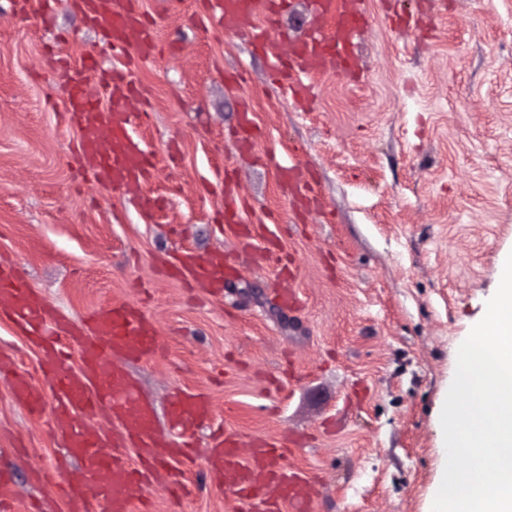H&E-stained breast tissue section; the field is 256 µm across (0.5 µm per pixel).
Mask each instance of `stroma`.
I'll return each mask as SVG.
<instances>
[{
    "label": "stroma",
    "instance_id": "stroma-1",
    "mask_svg": "<svg viewBox=\"0 0 512 512\" xmlns=\"http://www.w3.org/2000/svg\"><path fill=\"white\" fill-rule=\"evenodd\" d=\"M132 2L156 31L147 56L112 54L81 0H0V267L66 320L121 303L155 326L159 352L123 369L160 433L194 441L170 462L194 492L154 484L133 500L233 512L205 457L211 432L229 427L288 449L313 512H430L458 349L512 253V0H368L353 75L313 76L301 103L270 62L305 30L301 2L270 52L225 31L207 0ZM89 55L125 71L149 112L132 130L154 163L141 196L77 161L64 113ZM291 166L315 200L294 196ZM228 182L249 226L276 233L275 257L241 258L219 291L191 287L167 273L179 253L238 249ZM286 278L301 298L292 310L274 297ZM1 351L47 404L30 414L0 374L14 512H69L57 484L82 464L63 455L38 350L0 317ZM181 392L207 399L210 419L172 429Z\"/></svg>",
    "mask_w": 512,
    "mask_h": 512
}]
</instances>
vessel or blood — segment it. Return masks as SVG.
<instances>
[{"label":"vessel or blood","instance_id":"vessel-or-blood-1","mask_svg":"<svg viewBox=\"0 0 512 512\" xmlns=\"http://www.w3.org/2000/svg\"><path fill=\"white\" fill-rule=\"evenodd\" d=\"M225 31L247 33L253 43L273 44L279 14L289 0H214ZM93 21L108 35L113 53L149 54L155 46V30L141 19L131 0H86ZM315 27L299 35L288 61H275L280 85L292 96H307L309 76L339 73L346 69L353 40L366 12L365 0H310ZM332 20V33L321 23ZM97 63L89 61L86 76L72 88L67 119L76 122L84 165L107 186L131 196L141 195L150 176V160L132 137L134 113L130 106L133 87L122 72L112 74L108 102L100 100ZM181 270L205 288L224 285V263L185 256ZM13 316L23 330L40 344L41 365L58 398L54 406L57 429L65 436L71 454L84 461L82 472L68 485L70 512H87L90 499L105 501L108 512H134L130 488L135 481L169 482L174 478L167 459L173 450L153 426L149 405L133 393L119 365L120 360H141L156 354L159 342L154 325L137 309L119 304L95 310L92 336H77L71 327H48L47 313L25 281L0 270V315ZM78 341L81 366L71 369L68 345ZM15 399L34 413H41V391L23 373L13 382ZM108 405L113 419L126 425L111 439L117 453L102 454L105 438L91 420L100 405ZM174 423L208 417L206 400L183 394L170 405ZM135 448L138 461L120 456L124 447ZM208 469L223 474L227 491L236 505L251 512H310L309 481L288 467L284 452L263 437L253 438L241 451L235 431L215 437L208 455Z\"/></svg>","mask_w":512,"mask_h":512}]
</instances>
